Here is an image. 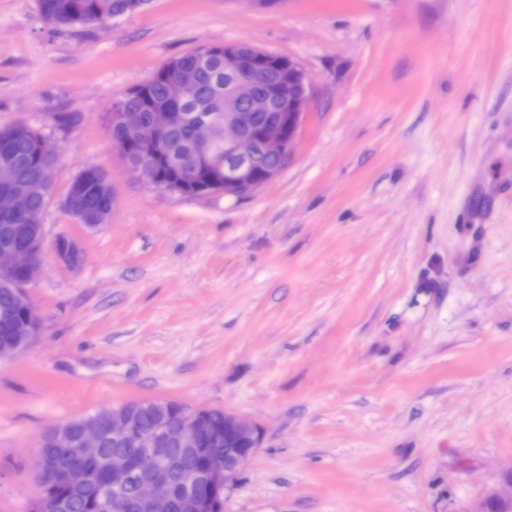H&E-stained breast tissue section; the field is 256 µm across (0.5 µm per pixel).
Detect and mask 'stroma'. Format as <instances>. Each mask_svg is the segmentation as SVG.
<instances>
[{"label":"stroma","instance_id":"35a3bbf8","mask_svg":"<svg viewBox=\"0 0 512 512\" xmlns=\"http://www.w3.org/2000/svg\"><path fill=\"white\" fill-rule=\"evenodd\" d=\"M240 42L308 77L287 165L241 198L149 187L112 145L113 104ZM16 122L56 161L28 290L41 330L0 359V512L39 499L45 431L141 399L256 428L224 512L512 498V0H151L57 31L38 0H0V126ZM88 166L117 198L89 231L61 206ZM55 250L58 258L67 266L76 267L81 263L74 259L76 254L83 251L78 238L68 235L59 237L55 244Z\"/></svg>","mask_w":512,"mask_h":512}]
</instances>
